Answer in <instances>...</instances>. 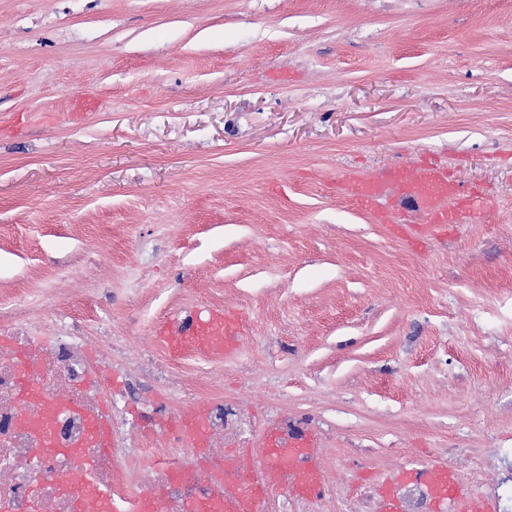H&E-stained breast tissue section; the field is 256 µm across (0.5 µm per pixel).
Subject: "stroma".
I'll list each match as a JSON object with an SVG mask.
<instances>
[{"label": "stroma", "instance_id": "1", "mask_svg": "<svg viewBox=\"0 0 512 512\" xmlns=\"http://www.w3.org/2000/svg\"><path fill=\"white\" fill-rule=\"evenodd\" d=\"M418 157L485 200L424 246L338 193ZM235 308L239 351L153 329ZM55 309L311 422L342 512L446 460L512 512V0H0V333Z\"/></svg>", "mask_w": 512, "mask_h": 512}]
</instances>
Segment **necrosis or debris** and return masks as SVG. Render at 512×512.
<instances>
[{"label":"necrosis or debris","mask_w":512,"mask_h":512,"mask_svg":"<svg viewBox=\"0 0 512 512\" xmlns=\"http://www.w3.org/2000/svg\"><path fill=\"white\" fill-rule=\"evenodd\" d=\"M54 329V322L38 326L21 318L0 336V512H77L88 486L108 495L111 512H137V498L158 489L165 512H177L190 499L221 506L222 482L191 463L176 481L169 467L149 466L137 491H130L125 465L144 460L148 451L125 431L103 364L86 357L79 337L58 344ZM24 372L33 389L23 399L18 378ZM205 422L209 458L223 457L225 443L243 432L241 419L213 402ZM95 423L109 430L112 451L93 457L82 483H73L70 461L86 453Z\"/></svg>","instance_id":"4bbe7bcc"}]
</instances>
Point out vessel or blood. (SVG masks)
Masks as SVG:
<instances>
[{
    "mask_svg": "<svg viewBox=\"0 0 512 512\" xmlns=\"http://www.w3.org/2000/svg\"><path fill=\"white\" fill-rule=\"evenodd\" d=\"M336 188L364 206L376 223L393 224L409 236L427 240L446 237L449 227L461 223L478 202L467 194L462 181L431 163H406L378 173L351 170L337 180ZM245 333L243 316L231 308L204 314L187 311L160 323L154 331L173 353L213 356L236 353ZM202 423L203 411L196 408L172 419L171 426L193 435L200 448L205 444ZM288 468L293 477L287 481L283 473ZM224 470L250 476L243 487L225 484L224 512H257L282 485L291 496L301 499L319 498L326 491L317 436L311 431L287 441L279 429L268 427L257 450L225 462ZM407 475L426 486L435 503L449 504L451 512H493L492 501L465 485L446 462H430L408 470Z\"/></svg>",
    "mask_w": 512,
    "mask_h": 512,
    "instance_id": "1",
    "label": "vessel or blood"
}]
</instances>
